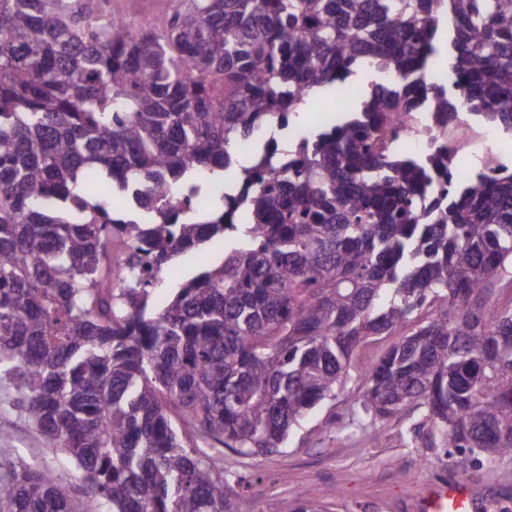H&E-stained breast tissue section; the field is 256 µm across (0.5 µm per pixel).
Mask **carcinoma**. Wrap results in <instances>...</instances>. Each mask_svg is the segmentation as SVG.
Here are the masks:
<instances>
[{"label":"carcinoma","instance_id":"cac0c4a2","mask_svg":"<svg viewBox=\"0 0 512 512\" xmlns=\"http://www.w3.org/2000/svg\"><path fill=\"white\" fill-rule=\"evenodd\" d=\"M440 18L453 80L430 86ZM367 69L392 78L360 101ZM320 90L353 110L192 207L234 143ZM427 98L512 131V0H187L161 33L91 0H0V380L96 498L1 459L0 512H233L224 449L283 447L388 338L366 415L511 457L512 169L378 153L386 113ZM240 203L249 223L225 222ZM227 239L151 303L164 266Z\"/></svg>","mask_w":512,"mask_h":512}]
</instances>
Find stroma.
<instances>
[{
    "mask_svg": "<svg viewBox=\"0 0 512 512\" xmlns=\"http://www.w3.org/2000/svg\"><path fill=\"white\" fill-rule=\"evenodd\" d=\"M105 0L106 9L127 17L133 28H151L171 18L181 0ZM359 370L335 397L322 401L293 427L283 448L256 457L224 455V491L234 512H281L297 497L326 504L330 512H415L423 492L450 480L484 493L479 512H512V459L475 463L449 455L443 439L416 432L418 416L369 421L360 411ZM14 393L0 382V459L47 467L67 488H80L78 471L58 459L42 435L12 405ZM378 431L371 441L369 431Z\"/></svg>",
    "mask_w": 512,
    "mask_h": 512,
    "instance_id": "1",
    "label": "stroma"
}]
</instances>
